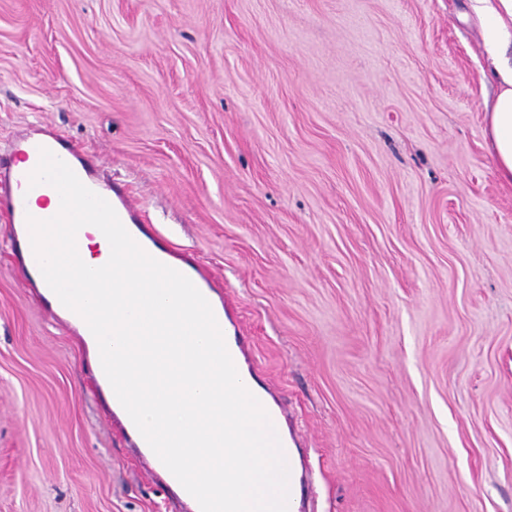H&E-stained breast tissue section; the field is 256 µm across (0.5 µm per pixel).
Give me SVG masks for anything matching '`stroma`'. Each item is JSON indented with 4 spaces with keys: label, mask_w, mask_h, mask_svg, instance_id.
I'll use <instances>...</instances> for the list:
<instances>
[{
    "label": "stroma",
    "mask_w": 512,
    "mask_h": 512,
    "mask_svg": "<svg viewBox=\"0 0 512 512\" xmlns=\"http://www.w3.org/2000/svg\"><path fill=\"white\" fill-rule=\"evenodd\" d=\"M467 0H0L48 126L231 297L315 512H512V185ZM0 512H189L0 214ZM112 404L119 407L122 411L124 423L123 428L126 433L127 439L131 445L132 448H137V450L140 452V454L147 458V455L153 456L156 458V454L153 452L147 441L144 439L142 434L139 432L123 406L120 404L119 400L117 399L115 393H113L112 396Z\"/></svg>",
    "instance_id": "obj_1"
}]
</instances>
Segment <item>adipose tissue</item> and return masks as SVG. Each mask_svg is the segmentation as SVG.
<instances>
[{
    "instance_id": "adipose-tissue-1",
    "label": "adipose tissue",
    "mask_w": 512,
    "mask_h": 512,
    "mask_svg": "<svg viewBox=\"0 0 512 512\" xmlns=\"http://www.w3.org/2000/svg\"><path fill=\"white\" fill-rule=\"evenodd\" d=\"M482 28L487 73L497 95L487 112V134L499 177L512 183V0H469Z\"/></svg>"
}]
</instances>
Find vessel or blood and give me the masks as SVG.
<instances>
[{
	"label": "vessel or blood",
	"mask_w": 512,
	"mask_h": 512,
	"mask_svg": "<svg viewBox=\"0 0 512 512\" xmlns=\"http://www.w3.org/2000/svg\"><path fill=\"white\" fill-rule=\"evenodd\" d=\"M50 150L56 157L66 163L86 187H93L96 179L93 174V161L84 156L81 149L74 143L64 140L61 136L49 133L39 137H18L8 155H0V211L6 212L12 226V240L28 273L30 286L43 283L38 260L31 245L27 216L30 214L28 199L34 190L29 186V176L36 168L41 149ZM104 198L115 210L121 223L130 236L142 247L149 248V229L138 213L123 183H115L110 187ZM165 265L174 268L187 276L202 295L213 291L212 278L205 274L195 257L178 255L164 260ZM218 325L222 327L227 349L236 366L249 363L250 342L241 331L227 328L230 318L228 307H220L214 311ZM254 396L267 411L271 421L279 424L287 418V409L281 400L271 399L269 392L262 386H255Z\"/></svg>",
	"instance_id": "obj_1"
}]
</instances>
